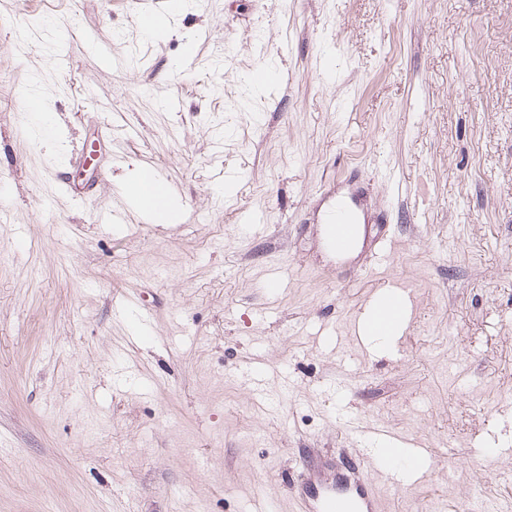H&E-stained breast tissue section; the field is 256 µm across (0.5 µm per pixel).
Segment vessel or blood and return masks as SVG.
Returning a JSON list of instances; mask_svg holds the SVG:
<instances>
[{"label": "vessel or blood", "mask_w": 512, "mask_h": 512, "mask_svg": "<svg viewBox=\"0 0 512 512\" xmlns=\"http://www.w3.org/2000/svg\"><path fill=\"white\" fill-rule=\"evenodd\" d=\"M183 0H162L158 11H144L136 21L143 30L154 29L163 17L179 13ZM171 193L163 175L152 166L145 167L142 181L126 195L142 215L161 210ZM358 199H338L325 212L332 248L342 250L355 237L354 221ZM373 323L377 330H385L407 313V305L401 293L384 294L378 301ZM377 447L375 466L365 472L348 468L347 472L322 477L315 470H307L296 493V512H383L381 489L393 485L398 472L404 471L416 477L428 474L433 454L428 448H407L391 438L375 437Z\"/></svg>", "instance_id": "1"}]
</instances>
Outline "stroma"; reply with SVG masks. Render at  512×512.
<instances>
[{
    "instance_id": "35a3bbf8",
    "label": "stroma",
    "mask_w": 512,
    "mask_h": 512,
    "mask_svg": "<svg viewBox=\"0 0 512 512\" xmlns=\"http://www.w3.org/2000/svg\"><path fill=\"white\" fill-rule=\"evenodd\" d=\"M160 5L0 0V512H292L305 461L382 432L435 457L383 512L503 505L512 0H185L142 32ZM146 165L183 222L96 223ZM347 186L370 215L336 256L318 210ZM387 286L411 323L380 352L357 326ZM161 11H144L137 15L136 21L140 28L144 31L154 29L160 25L161 20L165 16L177 14L183 6L182 0H163Z\"/></svg>"
}]
</instances>
